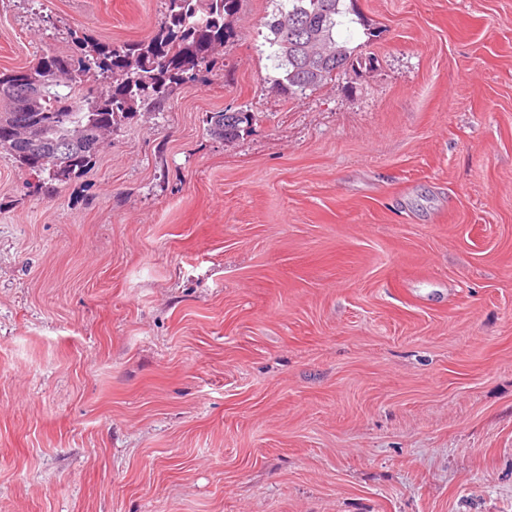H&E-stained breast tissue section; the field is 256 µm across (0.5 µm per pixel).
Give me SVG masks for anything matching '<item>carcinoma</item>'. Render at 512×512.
<instances>
[{"label": "carcinoma", "mask_w": 512, "mask_h": 512, "mask_svg": "<svg viewBox=\"0 0 512 512\" xmlns=\"http://www.w3.org/2000/svg\"><path fill=\"white\" fill-rule=\"evenodd\" d=\"M164 2L162 20L143 40L100 42L74 31L79 53L47 54L32 68L0 72V98L8 103V111L0 113V150L45 183L65 182L92 165L101 139L112 134L118 119L140 106L159 110L174 87L199 81L210 71L214 52L236 37L229 19L237 14L240 0ZM346 12L344 0H288V9L266 22L268 43L282 72L277 79L281 92L295 96L317 88L309 81L306 54L299 49L289 56L280 53L285 29L296 45L316 31L331 48L333 56L321 65L320 83L353 65L351 48L336 39L338 17ZM36 78L45 84L43 95L21 96L18 90ZM90 81L105 84V92L86 91ZM254 120L252 112L245 119L239 112H214L207 119L208 131L218 139L236 140L250 131ZM29 129L43 151L33 150Z\"/></svg>", "instance_id": "cac0c4a2"}]
</instances>
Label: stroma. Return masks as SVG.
Returning a JSON list of instances; mask_svg holds the SVG:
<instances>
[{
  "label": "stroma",
  "mask_w": 512,
  "mask_h": 512,
  "mask_svg": "<svg viewBox=\"0 0 512 512\" xmlns=\"http://www.w3.org/2000/svg\"><path fill=\"white\" fill-rule=\"evenodd\" d=\"M283 2L81 175L0 151V512H512V0H355L293 99ZM163 12L0 0V70ZM248 113L249 118L242 119L241 114ZM253 112L236 110L233 112H213L208 116V131L211 136L222 140H236L248 133L255 121Z\"/></svg>",
  "instance_id": "obj_1"
}]
</instances>
